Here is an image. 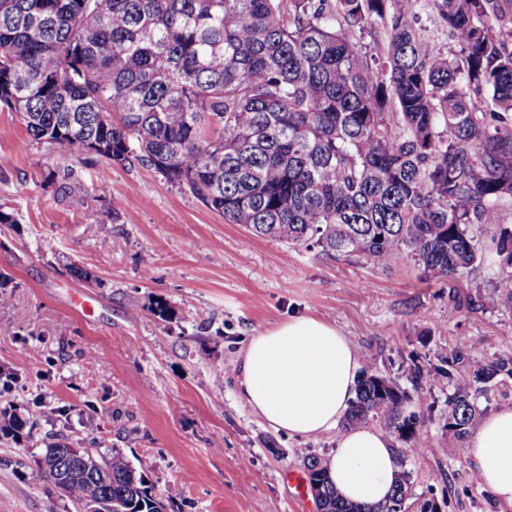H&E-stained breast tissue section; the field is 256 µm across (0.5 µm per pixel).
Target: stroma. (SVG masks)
<instances>
[{
	"instance_id": "35a3bbf8",
	"label": "stroma",
	"mask_w": 512,
	"mask_h": 512,
	"mask_svg": "<svg viewBox=\"0 0 512 512\" xmlns=\"http://www.w3.org/2000/svg\"><path fill=\"white\" fill-rule=\"evenodd\" d=\"M99 169L92 156L36 144L0 110V210L15 218L0 224V273L12 279L0 306V411L27 421L19 436L0 435V512H44L53 488L33 459L51 436L120 451L156 493L178 486L165 512H317L287 476L304 473V455L329 457L336 433L274 431L239 400L231 369L255 331L292 316L335 324L362 370L405 389L413 365L455 351L512 355V313L477 303L492 265L453 287L407 260L372 271L257 237L149 167H113L99 192ZM76 289L90 315L75 310ZM454 294L468 304L452 317ZM430 390L424 447L406 462L416 494L442 512H512L471 483L446 426L447 379Z\"/></svg>"
}]
</instances>
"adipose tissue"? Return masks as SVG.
<instances>
[{"mask_svg":"<svg viewBox=\"0 0 512 512\" xmlns=\"http://www.w3.org/2000/svg\"><path fill=\"white\" fill-rule=\"evenodd\" d=\"M358 355L334 325L294 317L255 331L238 364V396L261 420L291 436L338 431L359 381ZM328 474L346 500L384 502L399 469L393 442L368 427L338 431ZM483 485L512 504V407L490 411L468 441Z\"/></svg>","mask_w":512,"mask_h":512,"instance_id":"1","label":"adipose tissue"}]
</instances>
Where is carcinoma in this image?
<instances>
[{"label":"carcinoma","mask_w":512,"mask_h":512,"mask_svg":"<svg viewBox=\"0 0 512 512\" xmlns=\"http://www.w3.org/2000/svg\"><path fill=\"white\" fill-rule=\"evenodd\" d=\"M419 0H0V108L34 142L112 166L146 163L206 207L287 247L373 271L396 260L454 283L491 253L485 305L512 311V0H430L456 49L424 35ZM448 378L458 451L512 356L415 367L411 400L363 373L344 426L378 422L400 461L422 448ZM26 420L0 415V434ZM52 444L37 473L79 512H164L120 453ZM325 512L417 500L402 468L385 503L344 501L304 457Z\"/></svg>","instance_id":"carcinoma-1"}]
</instances>
